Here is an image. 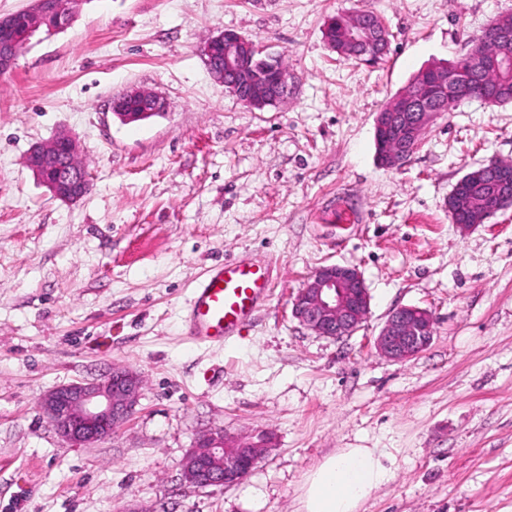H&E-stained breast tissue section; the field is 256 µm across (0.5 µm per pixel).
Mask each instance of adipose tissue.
I'll return each mask as SVG.
<instances>
[{"instance_id":"obj_1","label":"adipose tissue","mask_w":512,"mask_h":512,"mask_svg":"<svg viewBox=\"0 0 512 512\" xmlns=\"http://www.w3.org/2000/svg\"><path fill=\"white\" fill-rule=\"evenodd\" d=\"M377 448H340L307 475L302 512H360L370 493L387 483L392 471Z\"/></svg>"}]
</instances>
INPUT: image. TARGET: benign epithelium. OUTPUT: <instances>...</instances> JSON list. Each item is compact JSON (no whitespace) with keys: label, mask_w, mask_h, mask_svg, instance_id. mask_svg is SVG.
Instances as JSON below:
<instances>
[{"label":"benign epithelium","mask_w":512,"mask_h":512,"mask_svg":"<svg viewBox=\"0 0 512 512\" xmlns=\"http://www.w3.org/2000/svg\"><path fill=\"white\" fill-rule=\"evenodd\" d=\"M79 0H69L65 11L52 10L45 0H33L22 10L25 29L17 32V14L0 16V73L13 68L17 55L14 44L25 43L41 31L59 32L67 28ZM498 41L502 51L487 54L472 47L448 67L435 70L428 83L417 91L397 93L377 113L375 140L381 144L385 132L392 127L403 131V145L386 163L402 166L419 148L427 126L437 114L455 101L472 97V74L487 68L512 64V24L497 22ZM387 40L384 33L375 34L361 15L354 16L342 42L333 44L337 52L347 55L358 50L369 51L376 43ZM203 54L212 76L230 88L237 98L252 109H263L288 97V73L278 70L267 74V66L276 63L273 55L261 56L255 42L233 30H224L205 44ZM142 100L147 108L141 112H119L122 100ZM113 115L130 123L160 115L165 102L151 91L130 88L112 98ZM65 145L76 150L74 140L61 134L50 142L34 147L26 157V165L37 181L63 201L73 202L83 195L86 179L74 170L56 164V148ZM483 168L491 170L497 181L512 186V164L490 161ZM452 221L461 229L476 225L467 204L451 209ZM371 297L361 273L354 267L338 264L318 268L293 300L292 314L307 329L319 336L343 338L359 330L370 313ZM434 318L430 311L416 306H400L388 316L374 340L377 351L392 361H405L418 356L432 342ZM142 381L132 370L115 367L101 381H76L48 391L40 401V409L56 433L66 442L88 445L111 436L126 422L137 405ZM271 438L266 434L234 435L223 430L198 437L189 449L183 465L184 481L195 487L230 486L250 474L270 450Z\"/></svg>","instance_id":"7a95c632"}]
</instances>
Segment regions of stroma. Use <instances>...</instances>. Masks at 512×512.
<instances>
[{"label":"stroma","mask_w":512,"mask_h":512,"mask_svg":"<svg viewBox=\"0 0 512 512\" xmlns=\"http://www.w3.org/2000/svg\"><path fill=\"white\" fill-rule=\"evenodd\" d=\"M370 10L390 50L368 66L324 28ZM512 0H84L0 74V512H299L307 474L339 448H381L391 480L362 512H512V207L469 231L448 196L490 159L512 163V103L437 114L411 158H377L374 120L423 68L453 60ZM281 56L287 100L244 105L211 76L223 30ZM130 87L163 114L111 112ZM92 188L66 204L26 167L58 133ZM272 261L254 320L223 346L184 318L210 267ZM327 264L357 268L370 315L316 335L291 301ZM400 306L429 310L431 345L394 362L374 339ZM123 366L130 419L89 446L42 414L49 390ZM268 433L244 480L182 476L199 436ZM124 99L143 100L147 103V108L143 109V112H138L141 110L142 103L139 101H127L124 104L127 112H116L117 105ZM111 108L113 115L117 116L123 122L130 123L162 114L165 110V102L161 97L151 91L132 87L113 97Z\"/></svg>","instance_id":"1"}]
</instances>
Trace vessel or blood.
<instances>
[{
  "label": "vessel or blood",
  "instance_id": "vessel-or-blood-1",
  "mask_svg": "<svg viewBox=\"0 0 512 512\" xmlns=\"http://www.w3.org/2000/svg\"><path fill=\"white\" fill-rule=\"evenodd\" d=\"M271 282L268 263L245 257L208 270L189 301V337L210 345L229 342L266 299Z\"/></svg>",
  "mask_w": 512,
  "mask_h": 512
}]
</instances>
